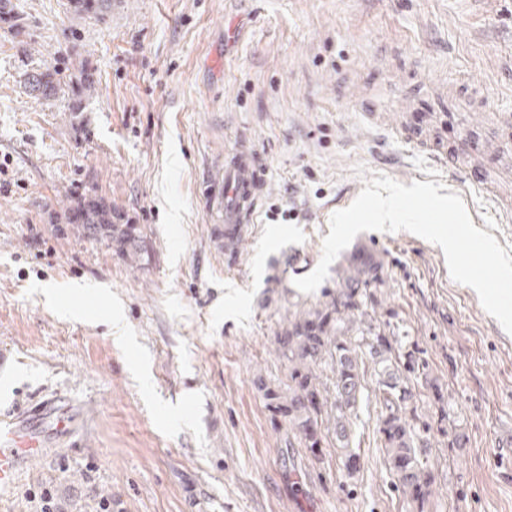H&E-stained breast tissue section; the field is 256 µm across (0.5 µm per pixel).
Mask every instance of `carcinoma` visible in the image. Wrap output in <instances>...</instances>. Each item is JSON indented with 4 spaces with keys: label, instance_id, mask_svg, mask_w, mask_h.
<instances>
[{
    "label": "carcinoma",
    "instance_id": "1",
    "mask_svg": "<svg viewBox=\"0 0 512 512\" xmlns=\"http://www.w3.org/2000/svg\"><path fill=\"white\" fill-rule=\"evenodd\" d=\"M71 14L84 20L112 11V0H70ZM66 70L76 79L66 87L59 71L46 69L28 76L33 98L50 99L62 90L90 96L95 80L85 60L71 56ZM69 231L90 241L109 242L133 264L141 254L134 224L120 223L112 204L98 196H82L65 208ZM340 288L328 299L288 320L276 341V352L288 363V384L271 388L260 384L267 404L288 421L302 447L318 457L319 448L331 441L346 476L361 467L360 446L355 443L354 419L365 398L366 380L380 411L375 433L384 448L385 465L396 478L397 492L409 512H425L437 488L431 458L436 437L459 448L462 424L451 409L429 363L408 336H384L372 324L377 299L372 289L383 284L375 261L354 258L338 272ZM432 391L434 408L427 413L417 389Z\"/></svg>",
    "mask_w": 512,
    "mask_h": 512
}]
</instances>
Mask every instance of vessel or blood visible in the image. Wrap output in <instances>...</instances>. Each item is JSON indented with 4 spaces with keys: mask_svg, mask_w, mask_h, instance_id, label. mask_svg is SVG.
I'll return each instance as SVG.
<instances>
[{
    "mask_svg": "<svg viewBox=\"0 0 512 512\" xmlns=\"http://www.w3.org/2000/svg\"><path fill=\"white\" fill-rule=\"evenodd\" d=\"M396 142L413 151L428 150L430 158L441 168H454L458 154L439 146H425L415 136L409 124L393 128ZM220 191L213 195L212 204L218 214L213 228L217 248L235 247L236 239L224 236L225 228H242L252 223L257 199L266 183V174L259 153L239 143L224 156V170L218 177ZM478 190L485 199L495 203L504 218H512V202L502 198L496 181L483 180ZM70 428L65 413L55 402L44 401L37 410L14 413L0 418V490L12 488L27 464L49 447V434L65 433Z\"/></svg>",
    "mask_w": 512,
    "mask_h": 512,
    "instance_id": "vessel-or-blood-1",
    "label": "vessel or blood"
}]
</instances>
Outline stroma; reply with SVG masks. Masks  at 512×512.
<instances>
[{
  "label": "stroma",
  "mask_w": 512,
  "mask_h": 512,
  "mask_svg": "<svg viewBox=\"0 0 512 512\" xmlns=\"http://www.w3.org/2000/svg\"><path fill=\"white\" fill-rule=\"evenodd\" d=\"M0 24V415L55 398L74 428L0 512H407L374 433L346 478L333 446L311 460L257 381L288 366L275 340L324 301L351 258L380 262L374 324L413 337L463 419L435 442L426 512H512V335L455 282L441 247L359 233L312 293L330 218L368 179L443 183L512 255L470 174L389 139L480 146L512 110V0H112L74 20L68 0H11ZM85 57L98 91L77 112L37 100L33 70ZM373 108L384 126L365 122ZM247 142L268 184L236 254L211 242L224 151ZM96 194L137 225V266L69 233L63 201Z\"/></svg>",
  "instance_id": "obj_1"
}]
</instances>
